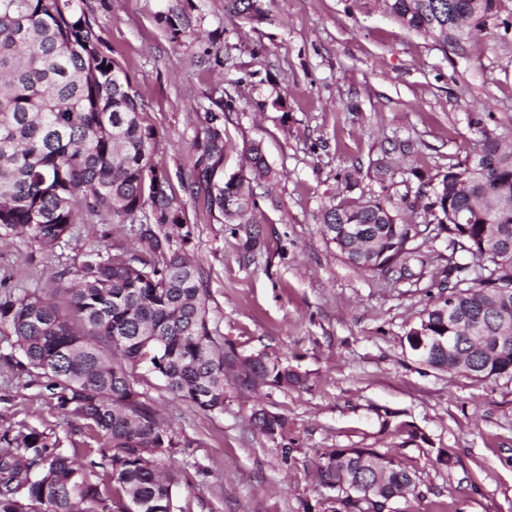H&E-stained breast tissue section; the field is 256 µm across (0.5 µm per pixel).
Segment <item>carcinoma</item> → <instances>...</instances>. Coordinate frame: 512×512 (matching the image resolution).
<instances>
[{
    "instance_id": "obj_1",
    "label": "carcinoma",
    "mask_w": 512,
    "mask_h": 512,
    "mask_svg": "<svg viewBox=\"0 0 512 512\" xmlns=\"http://www.w3.org/2000/svg\"><path fill=\"white\" fill-rule=\"evenodd\" d=\"M400 27L457 53L454 38L471 40L497 0H382ZM238 15L260 12L258 0H225ZM172 39L187 17H164ZM143 103L73 0H0V231L26 233L47 253L76 224L110 215L138 224L142 254L93 246L58 272L69 313L23 290L0 298L18 365L38 378L55 408L81 421L82 446L64 445L26 425L0 429V512H181L184 470L163 458L193 441L167 428L140 391L139 370L160 378L175 398L204 412L224 413V381L242 390L303 384L279 359L226 351L209 327V293L199 260L167 226L183 223L154 161L156 133L142 121ZM475 123L478 157L448 169L424 211L422 231L399 207L369 197L332 206L321 232L345 261L381 275L412 277L416 238H441L448 258L438 296L409 329L410 349L428 366L477 381L512 375V131L487 114ZM204 154L213 160L188 186L204 191L227 224H252L257 203L240 176L216 175L224 136L208 129ZM256 179L271 176L259 144L247 149ZM467 254L489 265L479 273L458 261ZM449 308L454 316L444 317ZM479 314L487 342L464 340ZM454 341L434 352L435 342ZM251 421L288 460V418L256 406ZM319 484L336 493V512H382L415 485L416 473L374 448H332L316 466Z\"/></svg>"
}]
</instances>
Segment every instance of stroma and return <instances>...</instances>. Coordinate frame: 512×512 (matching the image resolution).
Instances as JSON below:
<instances>
[{
  "label": "stroma",
  "mask_w": 512,
  "mask_h": 512,
  "mask_svg": "<svg viewBox=\"0 0 512 512\" xmlns=\"http://www.w3.org/2000/svg\"><path fill=\"white\" fill-rule=\"evenodd\" d=\"M76 5L156 132L155 159L209 291L212 334L238 353L281 359L303 380L258 395L226 381L220 414L173 398L157 378L141 383L164 423L193 442L171 459L188 474L184 512H328L315 462L329 448H373L415 471L416 488L393 512H512V377L477 382L432 369L406 341L439 294L445 242L427 243L421 274L398 281L347 263L320 232L328 206L431 193L449 167L479 153L475 113L512 122V0H499L466 58L401 28L381 0H262L252 20L226 12L224 0ZM166 14L189 17L190 31L171 38ZM214 115L220 174L245 172L254 142L273 174L255 187L249 228L187 191ZM383 164L391 173L382 179ZM250 231L263 245L248 253ZM99 242L140 245L133 224L75 225L51 255L31 236L1 232L0 297L34 289L66 308L55 275ZM12 340L0 323V428L65 433L39 379L11 360ZM258 404L287 417L298 445L290 461L253 427ZM442 448L453 468L437 464Z\"/></svg>",
  "instance_id": "1"
}]
</instances>
